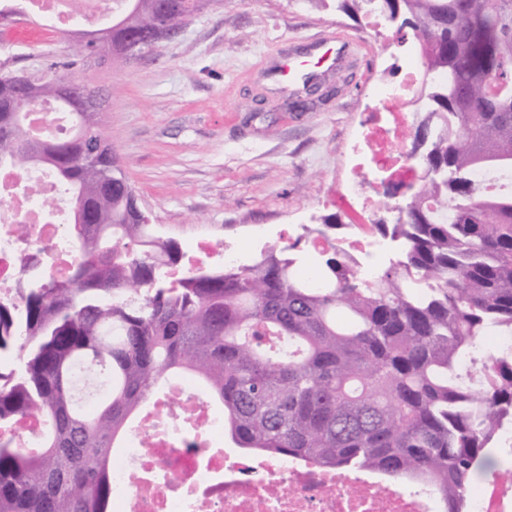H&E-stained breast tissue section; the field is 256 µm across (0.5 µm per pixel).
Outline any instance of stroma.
Returning a JSON list of instances; mask_svg holds the SVG:
<instances>
[{"label": "stroma", "mask_w": 512, "mask_h": 512, "mask_svg": "<svg viewBox=\"0 0 512 512\" xmlns=\"http://www.w3.org/2000/svg\"><path fill=\"white\" fill-rule=\"evenodd\" d=\"M13 22L12 32L0 25V73H43L71 59V29L23 14ZM328 35L359 47L324 74L310 108L295 111L291 91L268 77L288 55L316 67L312 42ZM392 42L334 0H219L136 60L73 73L103 92V131L158 234L184 252L206 237L253 257L322 215L361 222L345 198L351 148L376 87L400 81L410 62L409 48Z\"/></svg>", "instance_id": "obj_1"}]
</instances>
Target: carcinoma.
<instances>
[{
    "instance_id": "carcinoma-1",
    "label": "carcinoma",
    "mask_w": 512,
    "mask_h": 512,
    "mask_svg": "<svg viewBox=\"0 0 512 512\" xmlns=\"http://www.w3.org/2000/svg\"><path fill=\"white\" fill-rule=\"evenodd\" d=\"M105 39L100 64L130 60L128 37L155 46L219 0H135ZM379 12L412 36L426 104L408 157L422 175L394 185L375 231L395 255L368 282L333 241L340 216L249 264L169 280L182 254L155 234L101 123L70 106L69 131L40 141L16 111L53 99L56 73L34 84L0 74V157L50 169L83 223L72 263L0 302V426L38 415L37 448L0 437V512H112V448L173 372L224 407V433L246 452L325 469L427 479L467 512L470 484L512 476L492 452L512 430V192L491 194L475 167L512 168V0H339ZM98 152L91 167L86 151Z\"/></svg>"
}]
</instances>
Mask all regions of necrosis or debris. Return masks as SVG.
I'll list each match as a JSON object with an SVG mask.
<instances>
[{"mask_svg":"<svg viewBox=\"0 0 512 512\" xmlns=\"http://www.w3.org/2000/svg\"><path fill=\"white\" fill-rule=\"evenodd\" d=\"M46 0H0L19 4L55 27L73 21L100 27L126 6L125 0H82L80 12L69 6L46 8ZM422 79L418 64L403 78L376 92V113L355 148L357 165L381 175L383 183L412 182L406 137L414 118V90ZM26 189L13 186L0 170V299L13 296L23 277L51 268L66 275L71 248L64 231L66 206L45 214L42 201L63 197L54 175L35 169ZM26 235H18V225ZM339 245L362 261L373 278L390 249L381 238L352 224ZM190 376L171 382L165 397L154 400L136 418L112 459V512H445L446 504L427 484L409 490L392 486L381 474H345L302 459L255 455L224 445V419L201 397ZM469 512H512V487L486 479L470 492Z\"/></svg>","mask_w":512,"mask_h":512,"instance_id":"4bbe7bcc","label":"necrosis or debris"}]
</instances>
